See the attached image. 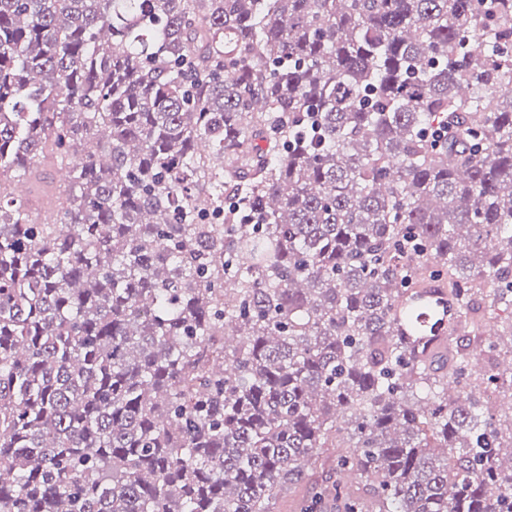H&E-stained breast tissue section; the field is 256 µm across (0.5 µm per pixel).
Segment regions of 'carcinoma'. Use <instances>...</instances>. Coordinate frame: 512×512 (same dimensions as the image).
I'll use <instances>...</instances> for the list:
<instances>
[{"instance_id":"cac0c4a2","label":"carcinoma","mask_w":512,"mask_h":512,"mask_svg":"<svg viewBox=\"0 0 512 512\" xmlns=\"http://www.w3.org/2000/svg\"><path fill=\"white\" fill-rule=\"evenodd\" d=\"M508 86L512 0H0V512H512ZM58 170H60V167H51V168H47L45 170V180L50 185V187L52 188V190L54 192V200H53L54 202L52 205H50L52 207L51 210L48 209V208H50L49 205H43L40 201H38L31 195L29 183L24 181V183H26L28 185L29 196L25 197V198L20 197V199H22V200L26 199L31 216L35 220L46 222V221H50L53 219V217H51L52 211L55 208V206L58 205V197L60 196L59 194L62 191V189H64V186H65L64 180L59 181L57 179L56 173Z\"/></svg>"}]
</instances>
